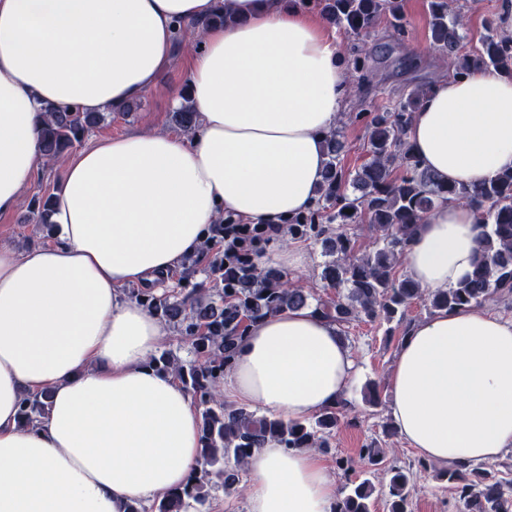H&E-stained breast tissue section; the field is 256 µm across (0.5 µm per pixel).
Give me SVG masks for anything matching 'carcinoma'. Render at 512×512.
I'll list each match as a JSON object with an SVG mask.
<instances>
[{
  "label": "carcinoma",
  "instance_id": "cac0c4a2",
  "mask_svg": "<svg viewBox=\"0 0 512 512\" xmlns=\"http://www.w3.org/2000/svg\"><path fill=\"white\" fill-rule=\"evenodd\" d=\"M455 0H430L429 54L458 58L455 75L496 68L512 72V34L498 24L488 26L480 46L464 50L461 11ZM300 7L315 9L330 26L346 38L358 41L354 72L358 79L375 78L366 62L376 58L367 38L380 16L390 18V37L400 39L407 22L402 0H298ZM428 89L416 87L398 95L383 110H368L360 100L354 119L365 122L368 132L367 161L355 172L341 166L342 143L335 130L326 139L328 155L325 181L317 201L305 212L288 220V233L298 226L302 236L323 237L325 254L330 257L320 279L336 289V298L316 301L315 309L336 323L340 334L361 318L401 321L408 307L422 301L432 312L445 309L480 307L491 298L512 297V169L497 173L480 185L443 184L421 168L405 139L411 115L420 106ZM182 105L174 112L181 130L189 132L198 124L197 112L188 96V87L179 93ZM47 120L39 130L42 155L51 162L66 158L88 132L103 121L100 112H56L48 107ZM442 202L470 207L480 229L479 255L472 275L448 290L421 288L397 272L400 256L410 237L425 217ZM52 196H35L30 201L33 218L50 223ZM352 213H347V210ZM355 224L365 225L371 239L366 249L358 244ZM164 321L180 333L178 340L190 342L194 359L183 363L165 353L153 358L155 365L173 373L202 406L201 467L181 489L152 501L149 506L137 500L129 512H208L211 492L231 494L239 490L240 472L252 450L275 439L287 449L328 451L330 439L341 418L343 407H330L304 421H286L259 416L245 408H229L218 394L224 371L235 357L238 342L246 330L245 321L269 313L309 304L311 295L282 274L269 270L255 273L235 288H217L206 305L174 296H155L146 290L136 293ZM49 412L47 396L26 394L20 405V423L34 426ZM384 452L363 448L359 452L358 480L339 494L334 512H372L382 500L388 512H408L413 482L409 472L392 467L385 482L376 480ZM234 466H228L229 460ZM484 469L483 464L468 467L450 463L441 475L448 480L462 512H512V479Z\"/></svg>",
  "mask_w": 512,
  "mask_h": 512
}]
</instances>
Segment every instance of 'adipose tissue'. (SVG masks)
<instances>
[{"mask_svg": "<svg viewBox=\"0 0 512 512\" xmlns=\"http://www.w3.org/2000/svg\"><path fill=\"white\" fill-rule=\"evenodd\" d=\"M226 22L208 25L215 12ZM194 23L191 134L100 138L53 192L56 244L0 248V512H126L186 485L201 419L179 380L150 363L162 323L124 294L166 276L233 213L282 224L314 203L324 140L352 91L334 32L294 0H0V215L43 161L45 107L103 112L156 87L177 22ZM440 182L478 185L512 168V76L438 80L406 130ZM472 211L447 202L403 256L421 287L467 279ZM354 354L301 307L252 322L221 381L232 403L304 420L347 402ZM399 436L427 461L492 462L512 450V320L443 310L403 337L387 375ZM27 393L48 397L18 423ZM246 512H333L336 477L313 450L276 440L246 465ZM46 395L25 394L20 405V423L23 426H35L44 419L49 412V403Z\"/></svg>", "mask_w": 512, "mask_h": 512, "instance_id": "adipose-tissue-1", "label": "adipose tissue"}]
</instances>
